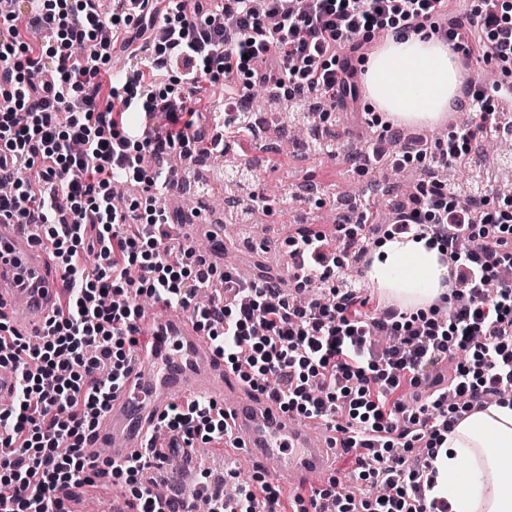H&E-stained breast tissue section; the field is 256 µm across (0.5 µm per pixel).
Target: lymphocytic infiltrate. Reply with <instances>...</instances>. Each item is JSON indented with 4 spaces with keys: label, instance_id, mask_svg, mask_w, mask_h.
I'll list each match as a JSON object with an SVG mask.
<instances>
[{
    "label": "lymphocytic infiltrate",
    "instance_id": "1",
    "mask_svg": "<svg viewBox=\"0 0 512 512\" xmlns=\"http://www.w3.org/2000/svg\"><path fill=\"white\" fill-rule=\"evenodd\" d=\"M28 22L0 12V212L41 228L62 270L65 299L34 337L0 320V362L13 364V402L0 411V512H73L80 489L128 474L133 512H162L161 498L141 484L154 460L146 453L113 465L86 452L122 375L136 360L138 299L190 311L227 368L286 411L335 425L354 449L353 472L364 497L338 490L283 496L256 479L233 499L208 496V512H306L305 499L335 512H448L429 499L436 449L464 415L512 390V191L490 203L484 182L459 192L447 181L420 183L392 204L391 230L431 237L443 249L449 292L430 318L401 321L376 310L344 258L366 261L356 241L373 236L375 218L357 211L352 230L332 236L302 226L289 237L284 293L270 273L244 280L231 268L207 267L188 239L171 236L173 181L167 160L206 137L227 102L250 87L317 99L321 112L358 101L352 59L368 53L367 34L430 30L464 54L465 65L512 69V0H476L467 15L452 0H30ZM49 26L45 40L33 28ZM135 58L132 77L101 82L116 48ZM214 88L204 98L201 83ZM512 82L465 94L471 120L447 138L370 142L361 168L426 160L463 165L480 140L512 132L500 115ZM164 124H156V114ZM137 115L136 125L126 122ZM140 186L141 198L112 204V187ZM93 262H85L86 253ZM326 283L325 298L304 293ZM392 336L377 349L375 333ZM460 353L449 378L431 370ZM185 443L221 441L224 414L197 398L159 421Z\"/></svg>",
    "mask_w": 512,
    "mask_h": 512
}]
</instances>
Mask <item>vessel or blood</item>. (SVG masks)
Here are the masks:
<instances>
[{"instance_id":"obj_1","label":"vessel or blood","mask_w":512,"mask_h":512,"mask_svg":"<svg viewBox=\"0 0 512 512\" xmlns=\"http://www.w3.org/2000/svg\"><path fill=\"white\" fill-rule=\"evenodd\" d=\"M61 294L55 259L18 216L1 215L0 315L20 334L33 333L52 316ZM138 327L139 365L113 393L94 437L108 447L113 464L140 454L173 405L206 396L223 407L225 447L249 456L257 474L271 479L286 472L303 488L333 475L340 437L324 434L318 422L295 418L266 394L239 395L240 374L225 368L191 317L160 318L147 311Z\"/></svg>"}]
</instances>
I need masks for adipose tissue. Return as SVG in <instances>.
Wrapping results in <instances>:
<instances>
[{"mask_svg":"<svg viewBox=\"0 0 512 512\" xmlns=\"http://www.w3.org/2000/svg\"><path fill=\"white\" fill-rule=\"evenodd\" d=\"M366 98L396 125L437 124L460 96L461 71L450 45L424 33L388 38L366 62ZM448 267L430 238L390 235L368 278L404 311H428L443 293ZM431 497L451 512H512V397L465 415L441 445Z\"/></svg>","mask_w":512,"mask_h":512,"instance_id":"1","label":"adipose tissue"}]
</instances>
